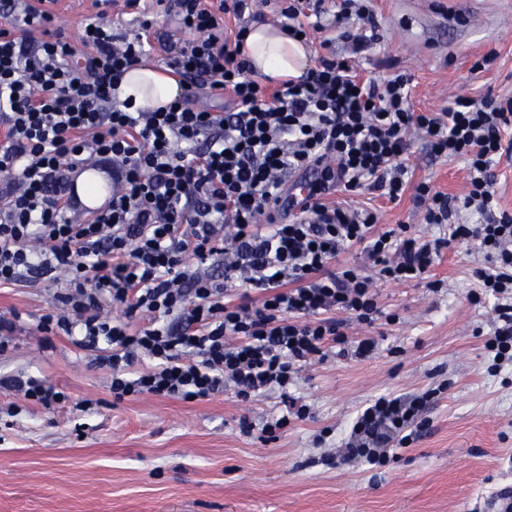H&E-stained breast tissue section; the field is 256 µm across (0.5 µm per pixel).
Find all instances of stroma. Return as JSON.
I'll use <instances>...</instances> for the list:
<instances>
[{
	"label": "stroma",
	"mask_w": 512,
	"mask_h": 512,
	"mask_svg": "<svg viewBox=\"0 0 512 512\" xmlns=\"http://www.w3.org/2000/svg\"><path fill=\"white\" fill-rule=\"evenodd\" d=\"M371 8L377 40L360 60L363 74H410L415 110L441 111L457 95H512V0H372ZM54 10L80 45L94 0H57ZM408 140L411 187L424 181L458 200L468 193L465 159L434 156L422 131ZM351 201L376 212L380 227L444 232L423 222L411 188L395 201L370 190ZM483 264L474 246L459 244L424 278L379 285L396 322L348 330L373 336L375 354L308 367L291 394L311 415L273 439L261 428L285 411L274 392L250 404L229 390L194 402H113L108 368L71 337L39 329L62 273L24 274L0 287V319L16 324L0 375L35 377L95 405L47 408L0 388V512H488L487 498L512 485V370L487 372L493 303L469 299ZM435 280L437 292L428 288ZM438 386L428 433L385 466L324 463L362 407Z\"/></svg>",
	"instance_id": "35a3bbf8"
}]
</instances>
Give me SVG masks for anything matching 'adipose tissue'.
I'll return each instance as SVG.
<instances>
[{"label":"adipose tissue","instance_id":"obj_1","mask_svg":"<svg viewBox=\"0 0 512 512\" xmlns=\"http://www.w3.org/2000/svg\"><path fill=\"white\" fill-rule=\"evenodd\" d=\"M244 50L254 75L275 83L300 78L313 65L308 45L288 36L280 25L273 23L252 25ZM178 94V85L168 72L147 62L127 70L117 91L119 100L128 99L134 105L152 108L168 105Z\"/></svg>","mask_w":512,"mask_h":512}]
</instances>
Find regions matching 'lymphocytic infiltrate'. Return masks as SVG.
<instances>
[{"label":"lymphocytic infiltrate","mask_w":512,"mask_h":512,"mask_svg":"<svg viewBox=\"0 0 512 512\" xmlns=\"http://www.w3.org/2000/svg\"><path fill=\"white\" fill-rule=\"evenodd\" d=\"M52 2L0 0V172L13 178L0 208V286L26 272H63L39 327L97 353L112 371L113 401L191 402L229 389L249 402L276 391L288 412L264 423L274 434L310 415L288 393L306 367L374 350L373 338L350 339L346 323L382 318L378 283L420 278L460 243L487 262L470 298L494 300L488 371L512 367V215L497 212L494 192L512 96H457L443 112H418L407 74L363 80L352 60L333 56L268 89L240 54L248 0H124L141 11L139 33L114 35L96 13L80 56L55 29ZM162 10L176 11L194 40L155 39ZM229 14L238 21L230 36ZM153 40L181 94L163 109L125 111L115 87ZM203 86L224 108L193 105ZM414 127L434 155L467 161L463 200L424 182L415 188L424 222L447 225L443 237L404 224L377 230L373 211L330 199L339 187L400 199ZM89 157L110 161L115 179L109 203L84 219L66 172ZM296 175L310 194L299 212L275 220ZM461 208L479 222L452 223ZM355 246L369 269L341 261ZM240 284L259 298L237 295ZM112 306L123 318L109 315ZM143 314L148 325L131 330L129 318ZM142 358L149 364L140 369ZM435 397L376 398L357 412L343 458L385 465L392 448L420 438L413 424Z\"/></svg>","instance_id":"lymphocytic-infiltrate-1"}]
</instances>
